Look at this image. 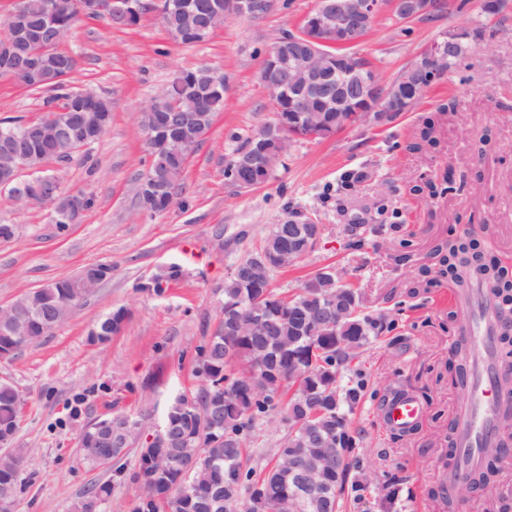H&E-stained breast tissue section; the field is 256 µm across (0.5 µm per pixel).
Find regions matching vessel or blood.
Returning a JSON list of instances; mask_svg holds the SVG:
<instances>
[{
	"instance_id": "b4317fda",
	"label": "vessel or blood",
	"mask_w": 512,
	"mask_h": 512,
	"mask_svg": "<svg viewBox=\"0 0 512 512\" xmlns=\"http://www.w3.org/2000/svg\"><path fill=\"white\" fill-rule=\"evenodd\" d=\"M500 323L489 309L483 288H476L472 301L471 341L475 350V365L467 379L471 402L467 412L456 422L455 453L458 468L455 476L465 479L481 470L486 457L498 449L501 414L508 403L501 395L496 355V339ZM421 408L410 399L386 404L381 419L387 427L406 429L421 416Z\"/></svg>"
}]
</instances>
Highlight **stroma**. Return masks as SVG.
<instances>
[{
    "label": "stroma",
    "mask_w": 512,
    "mask_h": 512,
    "mask_svg": "<svg viewBox=\"0 0 512 512\" xmlns=\"http://www.w3.org/2000/svg\"><path fill=\"white\" fill-rule=\"evenodd\" d=\"M315 3L282 0L273 14L231 19L197 46L173 42L151 13L123 30L103 17L81 19L62 43L79 60L72 85L111 99L112 123L86 162L46 165L63 193L91 198L81 223L58 230L46 209L19 207L0 191V223L15 228L0 241V306L90 264L111 265L112 275L62 326L0 361V380L25 399L11 441L28 451L13 512H73L94 483L114 481L112 466L84 462L82 430L113 413L160 416L192 384L197 349L216 327L232 266L256 253L292 211L320 224L322 234L296 266L274 275V290L295 291L331 267L361 291L368 310L392 322L361 358L365 392L342 512H512V453L490 491L448 502V437L467 402L454 371L467 303L454 298L448 279L423 273L452 234L477 239L488 257L512 259V0L488 19L474 0H450L422 21L377 19L356 51L387 83L445 33L482 24L486 35L412 111L386 126L350 125L297 141L267 183L239 189L225 178V165L273 119L258 78L263 60L280 38L298 32ZM204 64L224 73V109L186 166L177 205L143 217L141 114L174 73ZM42 99L0 76V118L38 117ZM428 125L434 133L425 142ZM363 225L372 233L357 251L351 242ZM172 263L183 274L163 294L140 291ZM119 307L131 313L122 332L89 344V328ZM400 397L423 410L406 431L380 419L382 407Z\"/></svg>",
    "instance_id": "obj_1"
}]
</instances>
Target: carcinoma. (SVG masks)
<instances>
[{"label": "carcinoma", "mask_w": 512, "mask_h": 512, "mask_svg": "<svg viewBox=\"0 0 512 512\" xmlns=\"http://www.w3.org/2000/svg\"><path fill=\"white\" fill-rule=\"evenodd\" d=\"M80 0H22L20 15H9L7 27L19 26V36L0 38V75H9L21 86L48 93L44 104L54 120L29 121L21 117L0 119V144L21 142L22 152L10 160L0 156V188L18 189L21 174L38 173L43 162L71 163L82 159L80 141L96 143L112 120L111 101L100 95L95 100L81 97L69 77L78 66L77 58L58 49V36L71 29L80 17ZM157 0H130V25L156 9ZM162 24L174 42L196 46L206 40L199 33L204 18L197 14L198 0H162ZM483 30L456 32L459 51L448 57L453 67L458 58L473 49ZM166 96L152 103L151 111L162 120L151 127L148 152L156 153L142 174L139 204L147 211H161L185 171L191 146L198 147L205 131L200 114L216 115L224 108V74L208 66L179 72L166 86ZM361 100L345 103L326 112L332 126L349 120ZM303 133L298 115L286 109L274 112V121L246 142L255 153L251 170L253 186L266 183L280 162V134ZM55 224L62 230L79 222L90 201L82 196H65L54 186ZM288 249V239L268 234L262 251L279 254ZM280 268L255 280L232 275L224 282V302L217 326L199 347L194 376L197 384L172 398L166 424L172 437L162 448L133 444L131 433L117 438L138 418L112 415V441L101 438L91 427L82 432V453L91 466H115L122 477L121 461L130 449L137 453V471L132 479L140 483L135 512H273L286 498L299 495L298 512H319L314 500L297 493L294 480L278 472L257 473L251 460V444L264 426L276 421L286 432L267 450L280 465L299 455L325 456L336 448V420L350 430L349 414L364 396L362 383L341 384L343 371L362 350L382 334L385 317L363 309L359 294L343 286L349 302V317L337 330L310 336L301 312L315 310L336 297V275L326 269L312 274L295 292L279 294L271 281ZM81 300L79 277L51 280L14 299L26 321L13 326V334L0 332V352L18 350L16 334L25 336L24 345L33 346L56 328L57 318L68 306ZM249 379L233 399L224 398V388ZM21 403L17 392L0 385V429L17 430ZM321 421L326 444L308 445L304 427L297 420ZM0 461V500L14 501L22 492L21 464L27 448H13ZM353 465L347 459L343 471L327 469L322 474L325 489L332 496L326 512H340L342 487ZM112 497L108 481L90 487L75 504V512H102Z\"/></svg>", "instance_id": "carcinoma-1"}]
</instances>
